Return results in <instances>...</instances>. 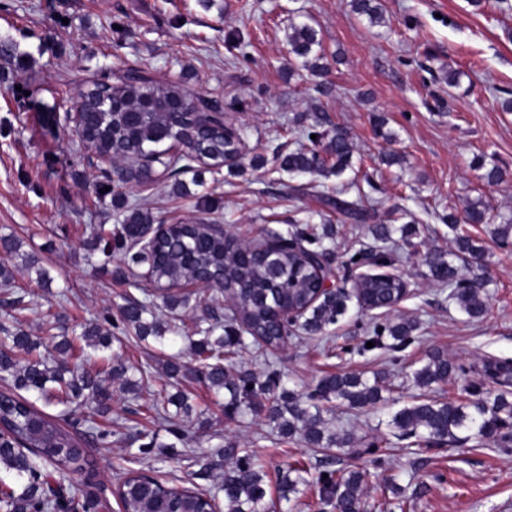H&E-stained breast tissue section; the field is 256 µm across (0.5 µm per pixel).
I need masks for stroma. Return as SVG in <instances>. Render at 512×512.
<instances>
[{
    "label": "stroma",
    "instance_id": "1",
    "mask_svg": "<svg viewBox=\"0 0 512 512\" xmlns=\"http://www.w3.org/2000/svg\"><path fill=\"white\" fill-rule=\"evenodd\" d=\"M384 21L369 25L350 0H0V41L12 43L14 60L0 58V237L21 243L9 259L16 292L32 308L11 318L0 292V325L21 326L41 348L54 336H76L87 321L115 313L128 292L115 276L123 255L109 266L87 263L89 224H116L109 201H96L107 164L100 162L65 125L61 97L77 99L95 83L119 82L130 69L159 83L188 80L216 100L226 122L246 144L236 169L204 173L215 202L205 209L197 197L173 194L171 180L154 171L149 183L131 182L129 200L172 224H214L240 244L266 231L310 222L339 228L331 242L334 266H342L352 245L372 244V225H401L414 219L415 249L404 251L396 274L407 296L392 310L348 313L322 337L289 341L277 365L296 392H310L334 372L386 374L400 403L414 390L406 382L408 362L440 350L465 367L449 381L448 397H465L488 356L512 358V249L500 247L489 225L463 230L484 253L488 309L469 318L450 300L448 288L424 277L422 256L455 247L448 214L484 198L495 211L512 216V0H380ZM311 22L323 42L328 69L319 76L288 55L290 24ZM459 72L449 85V72ZM345 128L353 142L352 167L341 176L289 178L277 153L308 145V133ZM394 151L402 164L381 157ZM506 172L488 184L475 158ZM343 192L363 201V217L346 218L318 203L323 193ZM97 207L85 210L87 201ZM34 256L51 277L38 287L25 260ZM407 318L415 322V343L400 353H353L374 323ZM151 381L133 401L113 387L107 423L153 435L157 447L113 441L100 448L85 443L92 462L74 474V488L91 493L99 512H120L114 491L127 470L137 469L176 486L216 490L223 470L172 447L164 428L150 422L142 405L158 389ZM187 390L205 408L209 423L195 446L207 450L212 433L252 450L266 473L276 512H328L316 482L333 466L356 465L348 449L326 460L299 439L284 440L261 420L230 419L200 383ZM385 464L365 498L368 512H381L379 489L389 480L419 490L406 512H512V450L468 441L418 453L408 441L391 439ZM307 464L308 484L297 500H279L278 471L288 462Z\"/></svg>",
    "mask_w": 512,
    "mask_h": 512
}]
</instances>
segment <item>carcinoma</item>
I'll return each instance as SVG.
<instances>
[{"label":"carcinoma","mask_w":512,"mask_h":512,"mask_svg":"<svg viewBox=\"0 0 512 512\" xmlns=\"http://www.w3.org/2000/svg\"><path fill=\"white\" fill-rule=\"evenodd\" d=\"M353 11L371 25L383 21L378 0H351ZM290 53L316 75L326 69L325 58L317 31L308 22L293 23L288 28ZM190 94L180 85L154 84L143 80L137 86L122 82L118 85L97 86L94 102L84 104L85 121L92 130L89 143L96 154L116 153L146 165L134 174V179L149 177L156 161L169 169L173 191L188 193L180 175L194 173L193 183L203 185L202 170L218 169L226 156L237 151L238 138L226 131L224 122L212 114L206 100L195 97L196 104L188 110L175 106L177 96ZM328 142L322 149L298 148L276 157L279 168L290 176L307 173L341 174L351 167L353 145L349 134L334 128L325 135ZM182 142L184 149L171 153L174 143ZM123 170L117 169L114 178L98 186L97 197L111 196L112 207L118 213V223L89 225L88 256L106 259L121 253L127 270L148 266L152 287L129 279L126 270L117 275L127 279L129 286L140 291L141 297H124L117 312L86 323L80 335L63 338L55 343L53 352H36L37 342L24 330L17 328L0 336V470L14 474L24 482L23 491L0 482V501L9 512H90L98 506L91 496H79L71 488H54L49 477L62 484L71 475L90 467V462L75 446L78 441L73 429L77 422L67 419L68 411L53 417L36 407V402L55 403L64 407L83 403L94 404L96 415L103 417L110 410L112 382H121V390L136 399L147 367L127 364L119 355H112V365L97 369L91 365L92 354L103 352L119 340L114 330L134 333L141 341L151 339L159 344L187 343L191 361L171 355L162 363L161 385L145 411L162 423L182 446L196 439V425H205L204 411L194 412L189 395L179 388L180 381L191 378L203 384L216 398H224V414L229 418L251 415L265 421L288 439L298 438L310 448L343 449L352 443L350 436L334 429L323 413L337 407L363 410L383 406L390 390L382 373L364 377L354 373H331L321 377L314 389L299 394L288 388L284 374L270 360L292 334L323 335L349 309V303L366 302L379 308L392 307L393 298L400 295L398 281L379 276H367L361 287L348 291L318 293V277L311 263L316 257L329 253L324 245L332 230L316 225L293 224L287 233H274L255 248H243L224 237V231L210 228L198 231L191 227L169 228L153 243L146 244L139 234L157 223V217L147 209L131 203L120 191L124 184ZM109 191H104V188ZM336 213L350 218L362 215L360 201L337 197H320ZM491 208L479 198L468 203L463 218L469 224H488ZM492 235L503 246L512 242V216L494 225ZM456 250L447 253L429 252L422 263L431 280L450 288L449 298L471 318L482 317L487 310L484 278L471 273L483 249L464 234L455 236ZM360 258L350 256L346 267L361 266L371 256L377 264L391 267L396 258L393 250L380 247L374 251H357ZM213 280V293L191 299L181 287L200 278ZM13 272L0 264V289L12 296L8 306L27 309L25 296L14 295L11 288ZM228 295L235 310L226 317L219 315L220 297ZM161 299L163 306L174 315L182 308L200 309L193 334L177 318L162 321L155 315ZM288 308L298 311L296 321L284 324L277 311ZM414 325L408 321H390L375 325L355 351H368L367 342L376 349L401 352L412 344ZM263 347L266 372L234 374L230 367L235 358L248 346ZM466 374L463 366L440 351H430L421 360L410 364V381L422 391L409 404L390 415L388 425L397 436L408 438L411 445L422 451L442 449L464 434L479 443L492 442L498 448L512 446V359L489 357L482 363L480 384L468 390L472 400L463 404L428 393L443 389L457 375ZM35 396L30 400L22 393ZM84 434L102 446L112 443V437L122 433L112 431L95 419H86ZM388 444L384 436L356 448L360 456H372L371 463L379 469L384 459L377 449ZM209 464L224 466L220 484L224 512H271L266 501L265 472L257 456L231 440L216 443L206 453ZM303 468L290 465L282 472L281 497L300 493L307 485ZM318 478L319 499L333 512H363L364 498L373 473L364 467H342L325 471ZM119 501L123 512H208L218 508L216 497H203V492L190 488L166 486L156 479L144 487L143 477L130 471L121 481Z\"/></svg>","instance_id":"carcinoma-1"}]
</instances>
